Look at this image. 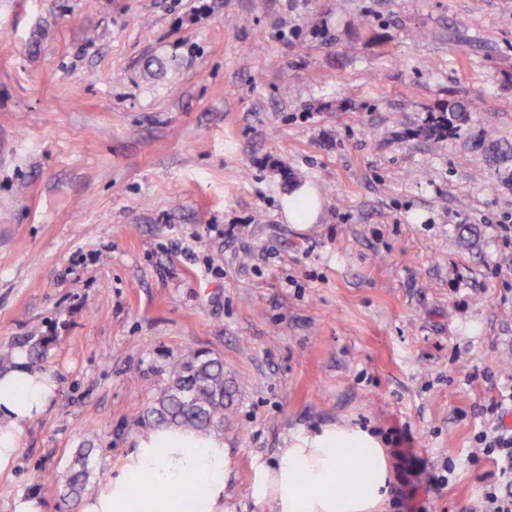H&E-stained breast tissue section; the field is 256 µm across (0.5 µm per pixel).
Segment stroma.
Masks as SVG:
<instances>
[{
  "instance_id": "obj_1",
  "label": "stroma",
  "mask_w": 512,
  "mask_h": 512,
  "mask_svg": "<svg viewBox=\"0 0 512 512\" xmlns=\"http://www.w3.org/2000/svg\"><path fill=\"white\" fill-rule=\"evenodd\" d=\"M368 24H360V17ZM424 38H417V31ZM477 111L428 135L449 103ZM512 0H0V357L58 384L0 472V512H78L187 347L238 383L224 512L327 426L408 438L385 512H479L473 435L512 377ZM313 186L318 221L283 198ZM475 224L479 235L460 239ZM494 140L497 145V150L495 153L491 154V160L488 158V161L492 166L495 167V170L499 173V170L503 168L504 171L512 170V141H510L507 137H497L492 136L490 138ZM511 167V170L509 169ZM297 201L305 202L307 208L302 212H298L295 207V202ZM283 203L284 211L291 224H314L321 209L316 191L308 184L295 186L290 194L285 195ZM88 450H90L91 453L93 448H88ZM90 453L86 454L83 458V466L81 469L58 477V482L64 488L66 495H78L82 490H84L90 473Z\"/></svg>"
}]
</instances>
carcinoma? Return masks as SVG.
<instances>
[{
    "label": "carcinoma",
    "instance_id": "obj_1",
    "mask_svg": "<svg viewBox=\"0 0 512 512\" xmlns=\"http://www.w3.org/2000/svg\"><path fill=\"white\" fill-rule=\"evenodd\" d=\"M470 118L469 107L462 103L448 106V111L437 117L431 132L457 135ZM497 145L490 164L495 170L512 168V141L492 136ZM233 402V388L224 382V364L193 349L183 351L173 362L171 381L156 402L150 406L143 420L153 428L176 427L197 435H205L224 428ZM90 473V455L83 458V466L58 477L65 494L74 496L84 490Z\"/></svg>",
    "mask_w": 512,
    "mask_h": 512
}]
</instances>
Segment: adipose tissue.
I'll use <instances>...</instances> for the list:
<instances>
[{
  "label": "adipose tissue",
  "instance_id": "ef3b65f1",
  "mask_svg": "<svg viewBox=\"0 0 512 512\" xmlns=\"http://www.w3.org/2000/svg\"><path fill=\"white\" fill-rule=\"evenodd\" d=\"M56 390L53 377L23 351L0 372V471L13 464L26 426L47 410ZM348 448L361 456L363 476L340 489L336 476L348 463ZM230 471L222 437L158 428L137 440L116 475L84 499L81 512H169L173 497L184 503V512H224ZM388 480L375 437L329 427L283 449L278 464L261 471L253 496L269 512H376L389 497Z\"/></svg>",
  "mask_w": 512,
  "mask_h": 512
}]
</instances>
